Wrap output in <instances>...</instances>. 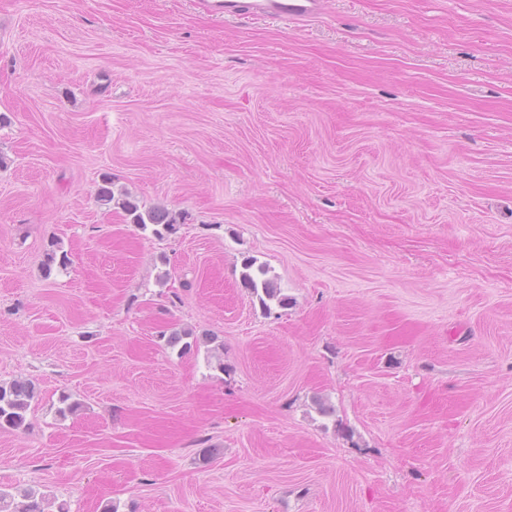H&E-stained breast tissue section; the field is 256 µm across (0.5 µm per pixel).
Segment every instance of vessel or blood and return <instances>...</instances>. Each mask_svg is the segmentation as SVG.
<instances>
[{"instance_id": "obj_1", "label": "vessel or blood", "mask_w": 512, "mask_h": 512, "mask_svg": "<svg viewBox=\"0 0 512 512\" xmlns=\"http://www.w3.org/2000/svg\"><path fill=\"white\" fill-rule=\"evenodd\" d=\"M207 11L224 19L301 23L318 17L325 0H199Z\"/></svg>"}]
</instances>
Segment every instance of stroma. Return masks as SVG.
Segmentation results:
<instances>
[{
  "label": "stroma",
  "instance_id": "obj_1",
  "mask_svg": "<svg viewBox=\"0 0 512 512\" xmlns=\"http://www.w3.org/2000/svg\"><path fill=\"white\" fill-rule=\"evenodd\" d=\"M0 156V383L40 390L0 430L1 489L512 512V0L292 26L0 0ZM107 176L178 232L102 205ZM248 256L286 306L242 287Z\"/></svg>",
  "mask_w": 512,
  "mask_h": 512
}]
</instances>
